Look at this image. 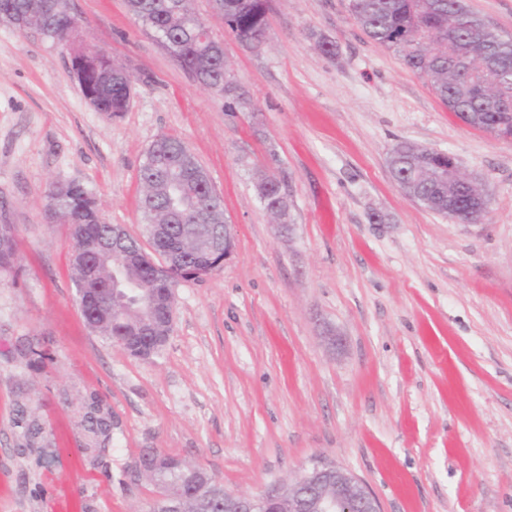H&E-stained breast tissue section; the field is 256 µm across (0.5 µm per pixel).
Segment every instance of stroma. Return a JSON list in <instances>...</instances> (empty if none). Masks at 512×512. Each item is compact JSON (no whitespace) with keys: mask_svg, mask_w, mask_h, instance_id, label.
<instances>
[{"mask_svg":"<svg viewBox=\"0 0 512 512\" xmlns=\"http://www.w3.org/2000/svg\"><path fill=\"white\" fill-rule=\"evenodd\" d=\"M67 6L75 46L106 50L136 84L128 112H96L69 49L0 20V224L20 256L0 269V512H53L63 482L74 512H147L153 487L131 473L151 449L230 493L280 491L328 462L381 512H512V142L449 112L348 0H273L257 50L212 0H191L224 46L231 103L125 0ZM162 134L207 169L235 244L178 285L171 335L141 359L86 327L70 228L49 219L46 194L81 183L108 223L143 238L140 168ZM400 140L453 154L487 217L461 224L407 197L389 167ZM267 170L287 184V236L254 188ZM94 401L112 432L90 449Z\"/></svg>","mask_w":512,"mask_h":512,"instance_id":"1","label":"stroma"}]
</instances>
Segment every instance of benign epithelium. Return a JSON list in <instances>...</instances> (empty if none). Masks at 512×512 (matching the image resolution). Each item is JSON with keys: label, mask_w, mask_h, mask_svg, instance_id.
Here are the masks:
<instances>
[{"label": "benign epithelium", "mask_w": 512, "mask_h": 512, "mask_svg": "<svg viewBox=\"0 0 512 512\" xmlns=\"http://www.w3.org/2000/svg\"><path fill=\"white\" fill-rule=\"evenodd\" d=\"M187 236L195 240L198 249L188 254L180 250L165 252L160 263L154 265V275L159 279L201 278L217 268L232 251L230 225L224 232H217L215 224H193ZM113 263L112 278L125 281L127 271L144 263V255L137 252L112 253L102 251L94 260L79 250H74L73 264L92 273L101 264ZM135 307L140 341L132 343L141 358L157 353L168 340L173 324L175 289L160 293L148 290H131ZM224 512H381L379 503L368 487L357 477L343 469L321 464L299 478L288 495L268 492L261 497L228 493L224 496Z\"/></svg>", "instance_id": "benign-epithelium-1"}]
</instances>
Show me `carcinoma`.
Returning a JSON list of instances; mask_svg holds the SVG:
<instances>
[{
  "label": "carcinoma",
  "mask_w": 512,
  "mask_h": 512,
  "mask_svg": "<svg viewBox=\"0 0 512 512\" xmlns=\"http://www.w3.org/2000/svg\"><path fill=\"white\" fill-rule=\"evenodd\" d=\"M190 0H126L129 13L155 33L163 47L181 68L199 84L228 96L235 86L224 82V47L204 35L202 19L191 11ZM269 0H214V8L238 40L267 37L263 6ZM349 11L373 41L397 49L404 64L426 77L448 111L469 127L494 136L512 139V109L495 115L490 104L498 86H512V40L494 30L482 28L483 19L463 12V0H349ZM8 15L61 46L69 42L72 20L64 0H0V15ZM456 24L448 27V21ZM473 61L490 60L493 68L472 77L462 71L458 52ZM76 58L75 69L81 91L89 104L107 116L127 111L135 80L114 68L105 51L88 47ZM392 176L403 193L427 209L453 221L460 214L481 206L474 189L450 175L446 157H435L408 142L393 146L390 155ZM143 186L139 210L145 228L152 224H226L224 201L206 168L180 138L164 134L148 149L140 169ZM257 195L267 209L288 210L286 185L278 186L268 177L256 183ZM47 204L55 205L66 224H78L83 233L74 246L91 252L111 234L92 194L81 184L64 193L49 189ZM84 318L110 342L132 335L134 319L116 304H91ZM89 448H99L109 440L112 413L97 403L84 413ZM163 478L176 488L174 512H203L199 497L185 491L189 483L176 457L159 465Z\"/></svg>",
  "instance_id": "obj_1"
}]
</instances>
